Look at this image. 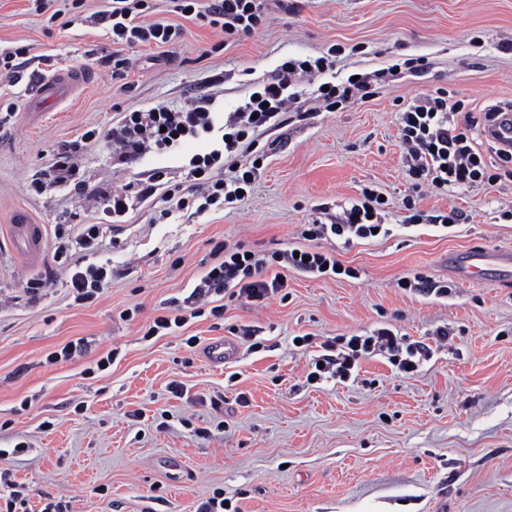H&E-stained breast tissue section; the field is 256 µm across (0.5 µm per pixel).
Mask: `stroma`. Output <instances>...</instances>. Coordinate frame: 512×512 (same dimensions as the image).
<instances>
[{
	"label": "stroma",
	"mask_w": 512,
	"mask_h": 512,
	"mask_svg": "<svg viewBox=\"0 0 512 512\" xmlns=\"http://www.w3.org/2000/svg\"><path fill=\"white\" fill-rule=\"evenodd\" d=\"M105 5L66 9L63 28L28 0H0L1 48L30 46L46 59L43 77L93 72L36 122V82H0V113L12 114L0 126V466L26 486L28 512L47 496L70 500L72 512H196L216 491L233 512H512V283L463 282L445 263L471 248L512 250V221L499 213L512 204V175L414 195L399 134L401 109L421 92L448 89L475 115L512 103V0H268L257 33L227 40L187 20L168 52L117 49L89 21ZM334 45L337 81L371 76L365 102L291 111L250 135L236 158L261 165L241 201L160 220L149 200L106 223L94 254L73 253L112 268L94 302L75 301L63 277H50L55 232L103 221L101 208L78 210V196L157 172L163 185L186 183L189 159L210 146L190 140L113 164L105 134L120 113L204 94L230 112L284 60ZM116 51L128 60L117 79ZM418 57L424 69L407 70ZM87 131L96 140L77 175L58 182L54 153ZM367 186L386 200L389 235L322 244L356 277L292 271L286 295L261 305L227 298L223 318L191 317L186 299L217 262L216 245L265 256L304 246L309 224L338 221ZM410 198L424 214L455 209L462 219L409 225ZM18 208L43 226L37 255L3 243ZM37 276L48 283L33 295L25 283ZM420 276L447 296L412 289ZM177 306L188 322L148 335ZM443 326L450 336L440 342ZM380 328L428 345L417 372L375 355L348 380H309L327 339ZM305 334L310 345L294 346ZM224 339L236 359L210 364L208 345ZM71 341L81 352L53 360ZM105 356L111 364L98 369Z\"/></svg>",
	"instance_id": "stroma-1"
}]
</instances>
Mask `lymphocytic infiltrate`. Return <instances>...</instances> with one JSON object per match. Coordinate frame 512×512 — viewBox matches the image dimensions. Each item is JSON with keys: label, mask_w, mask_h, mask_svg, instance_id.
Returning a JSON list of instances; mask_svg holds the SVG:
<instances>
[{"label": "lymphocytic infiltrate", "mask_w": 512, "mask_h": 512, "mask_svg": "<svg viewBox=\"0 0 512 512\" xmlns=\"http://www.w3.org/2000/svg\"><path fill=\"white\" fill-rule=\"evenodd\" d=\"M180 20L176 23L149 21L150 0H109L106 9L94 12L90 21L107 26L112 41L132 48L153 44L171 48L181 41V19L197 17L220 29L225 38L250 35L262 26L265 0H173ZM332 67L327 57L313 60H285L270 82L264 83L257 96L248 98L227 119H220L211 98H193L178 111L157 106L145 111L122 113L109 132L114 159L121 164L149 152L178 151L185 139L220 133L221 144L209 152L195 154L189 161L193 179L190 191L174 186L159 190L157 184L134 180L121 191L109 194L104 208L106 216L124 215L129 207L160 195L162 216L172 211L195 210L202 214L211 206L237 201L243 188L251 186L253 170H244L232 179L224 177V156L235 152L250 131L279 123L288 107L296 103L289 88L297 77L320 76ZM464 104L450 99L446 89L418 97L409 102L400 116V139L410 158L406 171L413 188L443 192L451 187L470 188L484 184L489 166L475 148L472 124L461 125L454 116ZM362 199L346 209L334 224H314L304 231L307 248L300 252L278 251L264 259L245 246L219 245L223 259L210 267L192 291L194 299L207 301L211 295H226L248 302L261 301L288 286V270L305 273H332L354 277L353 269L343 267L335 256L324 252L320 240L338 237H372L374 220L385 200L370 187L363 188ZM321 370L310 372V379H320L322 372H333L346 380L361 359L377 352L387 353L398 370L410 375L426 356L423 343L407 342L393 330L382 328L368 335L339 336L325 343Z\"/></svg>", "instance_id": "1"}]
</instances>
